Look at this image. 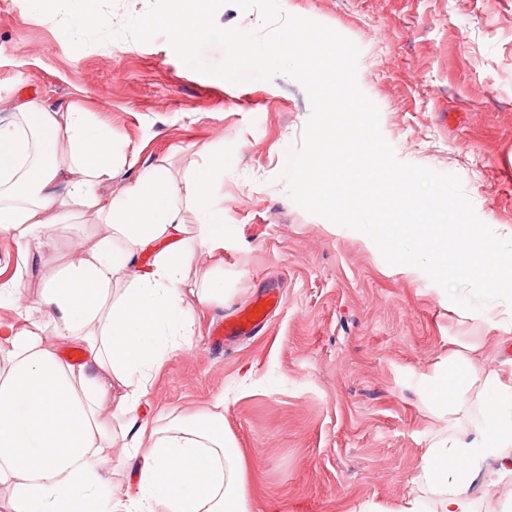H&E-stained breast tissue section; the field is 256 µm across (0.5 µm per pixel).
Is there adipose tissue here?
Returning <instances> with one entry per match:
<instances>
[{
    "label": "adipose tissue",
    "instance_id": "adipose-tissue-1",
    "mask_svg": "<svg viewBox=\"0 0 512 512\" xmlns=\"http://www.w3.org/2000/svg\"><path fill=\"white\" fill-rule=\"evenodd\" d=\"M79 103L56 109L0 82V235L26 258L0 283V486L8 512H250L246 464L224 426V401L148 418L149 388L168 355L190 344L199 314L224 303V152L185 167L137 160ZM92 215L100 229L60 251L59 224ZM194 224H187V215ZM448 264L512 334V277L493 273L473 234L451 237ZM60 253L36 302L22 301L30 264ZM74 348L79 362L62 351ZM444 388L446 433L425 449L418 490L375 512H479L471 493L486 465L512 481V371L461 351L423 375ZM122 470L134 496L113 481Z\"/></svg>",
    "mask_w": 512,
    "mask_h": 512
}]
</instances>
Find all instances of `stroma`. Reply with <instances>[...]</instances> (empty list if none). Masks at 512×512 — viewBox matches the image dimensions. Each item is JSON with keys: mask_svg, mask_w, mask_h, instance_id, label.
Masks as SVG:
<instances>
[{"mask_svg": "<svg viewBox=\"0 0 512 512\" xmlns=\"http://www.w3.org/2000/svg\"><path fill=\"white\" fill-rule=\"evenodd\" d=\"M149 0H99L111 27L68 32L34 0H0V81L53 105L86 104L140 166L182 167L224 149L222 307L152 382L147 414L191 415L224 399V425L249 461L251 512H366L412 486L445 431L441 392L421 373L459 344L497 365L512 352L493 312L450 311L429 277L391 274L360 232L327 233L279 180L280 145H300L305 89L275 76L239 85L186 67L164 36L123 33ZM359 48L357 81L399 160L460 177L477 216L512 229V0H280ZM42 67L29 66L31 56ZM280 308L257 336L220 345L213 324L266 289Z\"/></svg>", "mask_w": 512, "mask_h": 512, "instance_id": "1", "label": "stroma"}]
</instances>
